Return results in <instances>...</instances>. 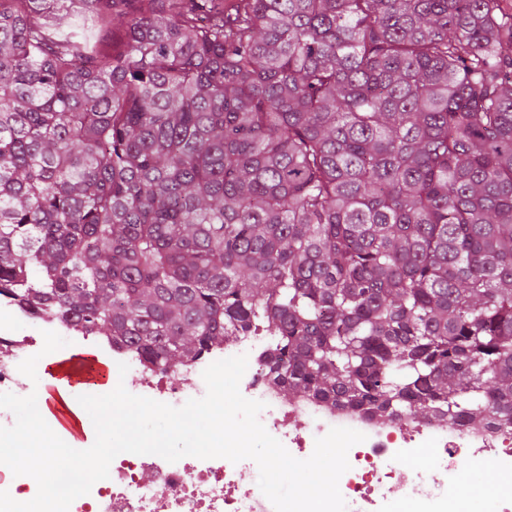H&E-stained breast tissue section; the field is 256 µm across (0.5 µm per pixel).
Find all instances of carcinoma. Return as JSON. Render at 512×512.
Listing matches in <instances>:
<instances>
[{"instance_id": "carcinoma-1", "label": "carcinoma", "mask_w": 512, "mask_h": 512, "mask_svg": "<svg viewBox=\"0 0 512 512\" xmlns=\"http://www.w3.org/2000/svg\"><path fill=\"white\" fill-rule=\"evenodd\" d=\"M0 298L164 373L260 325L290 400L512 426V9L0 0Z\"/></svg>"}]
</instances>
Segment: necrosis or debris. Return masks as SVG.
<instances>
[{
  "label": "necrosis or debris",
  "mask_w": 512,
  "mask_h": 512,
  "mask_svg": "<svg viewBox=\"0 0 512 512\" xmlns=\"http://www.w3.org/2000/svg\"><path fill=\"white\" fill-rule=\"evenodd\" d=\"M60 327L59 321L12 306L10 319L0 323V392L31 393L33 384L18 366L42 349L44 332ZM96 345L112 363L128 364V392L174 407L205 395L202 373L209 364L250 354L254 365L242 377L240 392L264 402L261 422L295 458L310 457L316 438L331 428L365 434V441L350 449V468L339 480L347 512H393L396 499L408 502L413 512H454L448 478L461 460H485L512 470L510 427L474 426L458 419L414 425L405 419L382 421L359 409L311 398L283 399L279 385L262 366L276 342L260 329L240 333L178 375L156 371L138 354L109 340L99 339ZM423 448L437 449L434 465L424 470L397 466V459H412ZM69 512H274V507L258 486V467L252 460L187 456L170 463L157 455L122 453L112 461L108 478L75 499Z\"/></svg>",
  "instance_id": "4bbe7bcc"
}]
</instances>
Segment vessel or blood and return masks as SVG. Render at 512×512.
<instances>
[{
	"label": "vessel or blood",
	"instance_id": "b4317fda",
	"mask_svg": "<svg viewBox=\"0 0 512 512\" xmlns=\"http://www.w3.org/2000/svg\"><path fill=\"white\" fill-rule=\"evenodd\" d=\"M52 384L46 385L45 403L59 425L71 436H79L80 429L75 413L63 402L55 386L56 381H65L69 388L81 387L93 381L106 383L109 377L108 366L92 353H80L55 363L49 370Z\"/></svg>",
	"mask_w": 512,
	"mask_h": 512
}]
</instances>
